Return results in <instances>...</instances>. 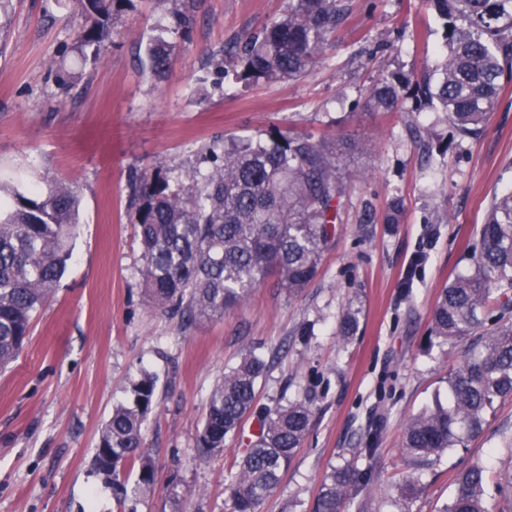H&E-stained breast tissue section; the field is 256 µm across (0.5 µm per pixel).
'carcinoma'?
Listing matches in <instances>:
<instances>
[{
	"mask_svg": "<svg viewBox=\"0 0 512 512\" xmlns=\"http://www.w3.org/2000/svg\"><path fill=\"white\" fill-rule=\"evenodd\" d=\"M86 26L78 49L97 59L109 40L114 15L130 0H80ZM443 21L446 53L436 78L414 84L415 95L448 115L462 136L476 137L494 111L501 79L512 75V0H427ZM345 0H290L288 11L247 39L231 58L236 78L257 82L293 79L319 55L346 16ZM171 41L154 39L148 49L154 75L171 67ZM405 84L384 78L370 100L381 112L402 107ZM353 145L317 144L280 131L262 142L232 143L206 175L193 174L194 190L170 188L159 172L133 178V217L145 259L141 271L148 303L181 318L187 328L201 319L222 318L252 288L274 279L296 295L315 277L332 235L343 181L336 160ZM80 200L67 183L26 194L0 181V368L13 363L30 334L35 313L55 291L72 258L70 242L79 224ZM481 251L471 271L442 288L432 313L431 334L444 341L474 334L478 340L448 376V401L412 416L402 453L417 463H435L477 434L488 411L512 398V322L487 327L490 309L512 308V192L494 195L481 224ZM358 311L347 309L340 325L349 337ZM269 368L248 354L220 377L209 394L198 447L224 450L228 436L242 433L256 416L257 430L230 473L229 512H259L279 485L313 417L307 399L258 413L256 386ZM155 377L143 373L133 385V405L118 404L101 429L94 459L98 474L124 493L120 475L139 467V483L150 486L155 471L145 451L144 422L152 411ZM378 443L332 466L313 512H341L369 479ZM485 466L463 471L440 512H490Z\"/></svg>",
	"mask_w": 512,
	"mask_h": 512,
	"instance_id": "carcinoma-1",
	"label": "carcinoma"
}]
</instances>
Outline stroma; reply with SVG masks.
Instances as JSON below:
<instances>
[{"label":"stroma","mask_w":512,"mask_h":512,"mask_svg":"<svg viewBox=\"0 0 512 512\" xmlns=\"http://www.w3.org/2000/svg\"><path fill=\"white\" fill-rule=\"evenodd\" d=\"M288 3L194 0L158 77L147 44L175 25L181 0H132L95 62L76 48V0H0V176L23 191L64 181L81 199L67 270L0 373V512H228L225 477L246 443L231 437L205 456L196 435L216 379L251 351L271 364L259 406L307 398L314 408L262 512H312L331 467L374 434L373 478L348 512H439L474 462L490 484L512 478V399L439 465L414 469L401 452L407 420L446 398L472 342L427 337L440 289L472 267L493 193L512 189V80L475 138L412 97L393 112L371 107L379 79H414L441 61L442 24L427 0H346L347 19L298 78L224 74L226 49ZM276 130L355 145L318 273L296 297L269 281L223 318L182 329L143 295L130 177L156 169L183 182L208 172L225 144ZM396 200L398 221L386 223ZM350 307L360 324L347 338ZM145 370L156 379L144 427L155 482L120 501L93 460L113 405L132 404Z\"/></svg>","instance_id":"stroma-1"}]
</instances>
